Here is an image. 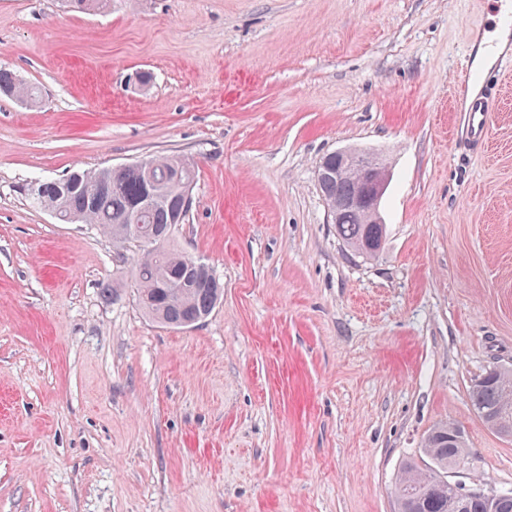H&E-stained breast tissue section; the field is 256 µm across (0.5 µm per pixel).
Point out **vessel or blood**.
I'll return each mask as SVG.
<instances>
[{"label":"vessel or blood","mask_w":512,"mask_h":512,"mask_svg":"<svg viewBox=\"0 0 512 512\" xmlns=\"http://www.w3.org/2000/svg\"><path fill=\"white\" fill-rule=\"evenodd\" d=\"M496 34L484 36L480 45L482 57L491 58V66L466 61L457 85L455 102L465 114L467 138L481 143L488 134L490 114L494 110L495 93L492 77L504 63H512V0H496Z\"/></svg>","instance_id":"b4317fda"}]
</instances>
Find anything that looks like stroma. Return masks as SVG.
I'll list each match as a JSON object with an SVG mask.
<instances>
[{"instance_id":"stroma-1","label":"stroma","mask_w":512,"mask_h":512,"mask_svg":"<svg viewBox=\"0 0 512 512\" xmlns=\"http://www.w3.org/2000/svg\"><path fill=\"white\" fill-rule=\"evenodd\" d=\"M478 0H0V512H395L402 462L454 423L459 478L512 489L468 390L512 368V68L485 145L452 83ZM153 77L140 86L136 74ZM390 171L372 258L336 234L322 156ZM179 155L175 238L224 285L199 324L145 318L92 224L39 178ZM0 93L10 94L23 102L39 100V92L35 86L21 82L9 68L2 66L0 67Z\"/></svg>"}]
</instances>
